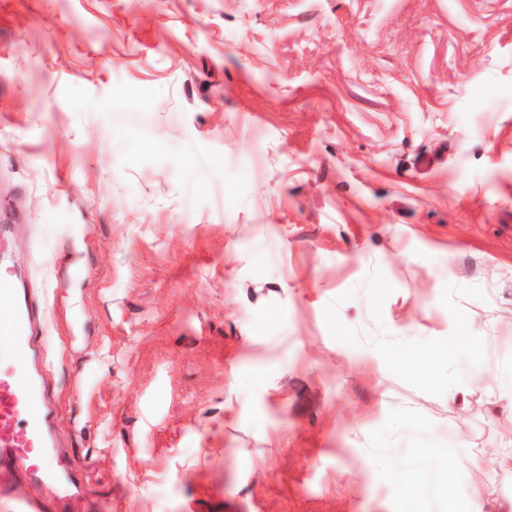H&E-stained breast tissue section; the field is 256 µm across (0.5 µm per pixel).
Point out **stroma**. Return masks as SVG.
Segmentation results:
<instances>
[{"instance_id":"35a3bbf8","label":"stroma","mask_w":512,"mask_h":512,"mask_svg":"<svg viewBox=\"0 0 512 512\" xmlns=\"http://www.w3.org/2000/svg\"><path fill=\"white\" fill-rule=\"evenodd\" d=\"M2 224L70 512H448L512 441V0H0Z\"/></svg>"}]
</instances>
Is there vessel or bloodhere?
I'll return each instance as SVG.
<instances>
[{
  "mask_svg": "<svg viewBox=\"0 0 512 512\" xmlns=\"http://www.w3.org/2000/svg\"><path fill=\"white\" fill-rule=\"evenodd\" d=\"M12 258L0 248V512H66L80 482L77 471L58 470L60 448L55 408L46 396L40 367V307L10 274ZM39 449L41 460L31 463L29 452ZM34 482L54 485L56 497L46 503L18 491L11 471Z\"/></svg>",
  "mask_w": 512,
  "mask_h": 512,
  "instance_id": "b4317fda",
  "label": "vessel or blood"
}]
</instances>
